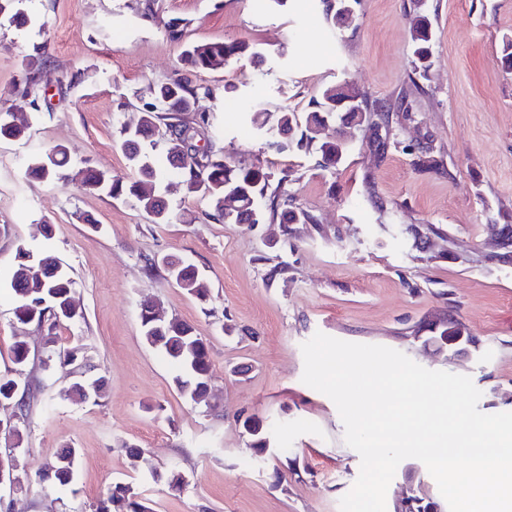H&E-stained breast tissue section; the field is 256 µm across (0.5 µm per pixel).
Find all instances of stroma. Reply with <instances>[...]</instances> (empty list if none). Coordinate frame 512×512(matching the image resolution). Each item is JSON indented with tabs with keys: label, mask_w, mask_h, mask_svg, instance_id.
I'll list each match as a JSON object with an SVG mask.
<instances>
[{
	"label": "stroma",
	"mask_w": 512,
	"mask_h": 512,
	"mask_svg": "<svg viewBox=\"0 0 512 512\" xmlns=\"http://www.w3.org/2000/svg\"><path fill=\"white\" fill-rule=\"evenodd\" d=\"M138 3L20 0L30 25L0 20V109L13 104L34 45H44L54 78L28 137L0 140V374L13 368L14 343L29 341L36 396L16 452L24 485H0V501L11 512H91L108 488L127 482L152 512H340L361 459L333 401L302 381L301 345L318 332L469 376L481 412H512V265L495 260L493 232L512 221V70L496 61L503 36H512V0H354L340 26L322 0H158L151 21ZM419 7L433 29L425 71L414 66ZM172 17L185 19L187 41L268 50L259 66L242 59L192 74L214 91L198 106L213 114L231 161L270 172L315 223L290 236L276 221L225 224L209 218L206 199L164 176L158 188L173 219L154 224L132 200L29 176L36 158L60 144L73 165L133 178L119 131L180 65L182 48L164 31ZM338 83L388 106L385 156L351 127L345 160L326 169L316 155L269 148L240 118L262 106L275 124L277 108L305 113ZM423 146L433 167L418 161ZM414 228L430 232L425 248L414 245ZM21 243L49 248L70 269L85 317L57 334L82 345L89 377L104 384L97 402L70 397L74 375L42 370L38 331L13 315L10 274ZM170 256L204 277L208 304L164 267L146 271V260ZM278 261L284 273H274ZM147 298L207 341V400L182 397L174 367L143 339ZM447 315L471 339L465 353L426 341V324ZM249 416L277 425L278 458L253 459L242 427ZM126 443L144 450L137 468ZM68 447L79 451L72 488L40 482ZM170 470L186 474L185 490L154 480ZM413 490L440 496L424 464L409 458L389 485L386 512Z\"/></svg>",
	"instance_id": "35a3bbf8"
}]
</instances>
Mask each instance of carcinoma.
Here are the masks:
<instances>
[{
  "label": "carcinoma",
  "mask_w": 512,
  "mask_h": 512,
  "mask_svg": "<svg viewBox=\"0 0 512 512\" xmlns=\"http://www.w3.org/2000/svg\"><path fill=\"white\" fill-rule=\"evenodd\" d=\"M17 0H0V18H5L17 29L28 26V15L15 8ZM412 38L418 68L431 66V22L424 14L412 19ZM260 60L263 54L244 42L209 41L191 43L181 56L183 68L191 72L219 71L231 60L241 57ZM52 83L46 60L38 53L29 58L24 75L16 88L18 105L0 109V139H23L31 127V112L39 111V100ZM346 85L324 87L314 102V109L299 117L296 112L278 110L276 126L301 128L300 137L279 147L286 150H314L320 154L323 164L336 167L341 163L347 145L341 143V131L332 136L323 135L325 121L336 119V98L344 96ZM212 95L209 87L192 83L185 76H176L157 83L152 97L139 107L140 118L135 129L120 130V146L138 177L131 182L114 179L107 172L89 166L73 167L67 151L62 146L47 149L31 165L35 176L57 181L63 185L78 184L89 193H105L112 198L133 199L137 207L154 224L170 223L169 211L164 199L153 190L161 171H166L186 187L188 193L208 199L212 218L227 224H258L266 216H278L284 224L285 235L294 232V224H314L315 217L304 211L285 209L287 199L277 192H268L269 173L261 167L242 168L224 156V149L208 140L207 147L199 150L190 141L197 129L212 128L209 115L197 109L199 99ZM160 136L164 148L161 154L151 153L156 148L154 136ZM170 279L187 294L204 304L209 300L210 289L198 276L193 266L182 261L165 262ZM10 288L16 299L14 315L17 321L33 324L45 333L42 337L46 361H56L59 366L89 367L82 348L58 347L56 329L65 322L84 318L81 308L75 304V289L70 272L56 258L35 251L21 243L17 245L10 279ZM157 305L152 301L141 304L140 319L144 340L160 348L169 361L179 368L174 379L177 390L185 398L199 402L205 399V385L210 373V350L192 325L177 320L158 324L154 320ZM30 362V348L17 342L12 349L14 376L0 377V399H8L14 384H28L23 379ZM95 386L87 392L84 381L78 380L70 394L78 402L98 400L103 384L94 380ZM30 399L22 400L12 420L0 426V432L14 439L13 447L23 441L20 425L25 423ZM243 427L251 436L250 448L256 459L271 454V439L275 428L250 417ZM78 451L68 448L61 452L40 475V480L55 487L72 485L77 476ZM93 512H152L148 503L129 483L117 482L105 499L99 501Z\"/></svg>",
  "instance_id": "obj_1"
}]
</instances>
